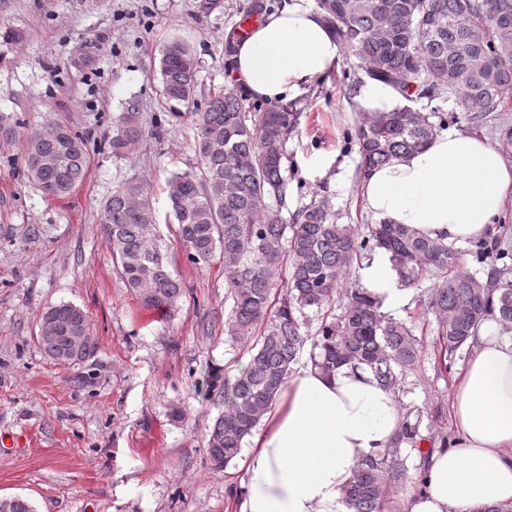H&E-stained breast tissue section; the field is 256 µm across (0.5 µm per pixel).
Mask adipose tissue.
Segmentation results:
<instances>
[{"label":"adipose tissue","instance_id":"adipose-tissue-1","mask_svg":"<svg viewBox=\"0 0 512 512\" xmlns=\"http://www.w3.org/2000/svg\"><path fill=\"white\" fill-rule=\"evenodd\" d=\"M339 51L311 0H285L234 39L232 71L252 97L285 102L337 67ZM360 188L379 222L465 244L498 221L512 194V164L485 140L446 131L368 172ZM451 416L461 443L426 456L425 486L404 512H488L512 501V338L495 317L479 328ZM403 422L394 393L368 371L295 369L248 438L239 512H347L342 491L358 462L388 448Z\"/></svg>","mask_w":512,"mask_h":512}]
</instances>
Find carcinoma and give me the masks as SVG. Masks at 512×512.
Returning <instances> with one entry per match:
<instances>
[{
    "mask_svg": "<svg viewBox=\"0 0 512 512\" xmlns=\"http://www.w3.org/2000/svg\"><path fill=\"white\" fill-rule=\"evenodd\" d=\"M318 8L339 44L366 64L370 79L403 97H452L474 124L486 113L509 108L503 92L512 88V0H318ZM160 74L168 99H192L197 85L192 46L181 39L165 46ZM434 117V111L407 106L360 113V174L426 146L446 123ZM194 119L201 174L176 173L168 182L176 237L194 265H206L220 253L234 300L224 332L231 342L252 350L241 374L224 382V414L206 442L215 464L226 466L239 456L308 343L314 350L312 363L323 373L344 365L365 367L380 386L394 392L417 370L422 346L414 326L387 317L381 300L367 289L341 288L344 276L365 255L384 252L405 287L434 281L423 302L437 322L434 360L442 374L451 372L453 355L469 344L488 316L512 326V243L504 225L474 252L475 260L489 267L483 279L458 269L450 245L405 224L370 225L358 237L353 225L336 222L325 199L285 224L267 208V200L286 207L282 160L298 113L267 110L249 124L241 100L220 89ZM145 140L141 106L131 99L113 130L112 153H133ZM44 157L56 165H38ZM25 168L29 182L45 195L66 198L87 179L90 158L79 135L53 125L27 137ZM156 223L140 183L118 187L104 204L103 232L128 288L145 308L169 311L184 288L169 270L158 238L149 233ZM286 259L288 279L279 290L275 275ZM334 302L341 304L339 315L322 320L313 336L303 330L305 309ZM40 322L56 329L54 338L39 337L54 361L78 364L97 347L88 314L75 304L49 307ZM425 441L420 420L406 417L392 447L358 463L342 493L348 512H385L391 488L406 478L401 445L421 453ZM0 512L33 509L22 498H10L0 499Z\"/></svg>",
    "mask_w": 512,
    "mask_h": 512,
    "instance_id": "carcinoma-1",
    "label": "carcinoma"
}]
</instances>
